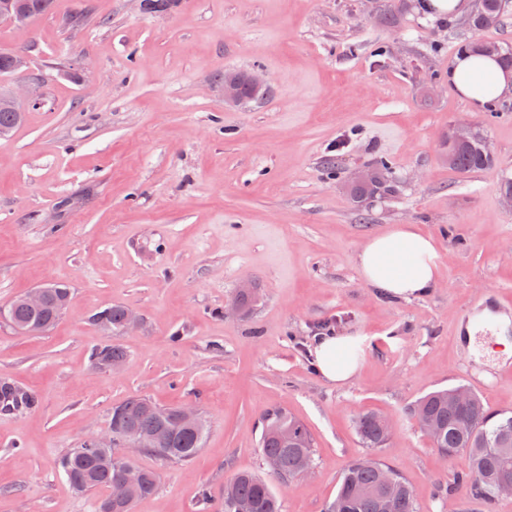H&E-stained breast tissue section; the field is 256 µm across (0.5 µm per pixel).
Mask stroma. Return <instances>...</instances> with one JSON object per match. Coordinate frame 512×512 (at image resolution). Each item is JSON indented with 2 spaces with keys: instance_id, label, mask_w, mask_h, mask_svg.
<instances>
[{
  "instance_id": "obj_1",
  "label": "stroma",
  "mask_w": 512,
  "mask_h": 512,
  "mask_svg": "<svg viewBox=\"0 0 512 512\" xmlns=\"http://www.w3.org/2000/svg\"><path fill=\"white\" fill-rule=\"evenodd\" d=\"M421 0H55L0 50H28L44 103L0 137V306L35 286L72 292L39 335L0 326V381L37 408L0 411V512H95L106 490L75 493L59 458L102 434L113 407L139 395L196 405L208 432L188 461L128 445L158 486L134 512H219L224 483L265 476L283 512H324L348 463L363 455L357 414L387 417L379 458L415 492L419 512H512V497L473 498L456 482L463 458L432 448L408 411L426 394L472 387L512 413V357L470 354L464 330L483 309L512 318V96L473 109L446 73L459 47L512 48V2L472 29ZM256 72L269 92L229 104L225 71ZM473 123L492 166L448 167V129ZM346 139L337 149L338 139ZM388 159L397 191L355 202L343 173ZM413 224L439 254L437 284L394 299L357 266L373 235ZM253 307L229 312L243 280ZM121 305L140 317L106 338L93 315ZM331 321L362 339L344 386L314 361V328ZM114 341L119 371L92 353ZM282 409L307 425L315 467L281 481L267 468L261 418ZM210 501H202V492Z\"/></svg>"
}]
</instances>
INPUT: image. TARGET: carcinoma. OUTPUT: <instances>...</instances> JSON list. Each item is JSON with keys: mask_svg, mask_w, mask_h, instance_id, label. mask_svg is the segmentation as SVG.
Wrapping results in <instances>:
<instances>
[{"mask_svg": "<svg viewBox=\"0 0 512 512\" xmlns=\"http://www.w3.org/2000/svg\"><path fill=\"white\" fill-rule=\"evenodd\" d=\"M504 12L503 0H481L479 11L469 20L470 26L481 30L498 21ZM17 112L0 106V128L9 132L20 126ZM494 160L484 156L477 141L458 149L455 170L469 173L488 167ZM380 179L368 188L358 190L353 199L362 195L378 197L394 191L391 166L386 160L375 165ZM71 299V289L65 283L50 289L44 308L33 312L16 297L9 303L15 322L36 325L35 331L42 333L52 327L62 316ZM126 308L112 305L96 313L112 324V334L123 330ZM97 367L120 365L126 357L123 348L116 344H104L93 353ZM12 392L0 396V409L21 411L38 404L32 393L10 385ZM453 389L431 392L417 401L410 409L419 426L428 422L439 429V435L431 440L432 448L446 458L465 457V468L457 477L473 496L483 500L495 498L494 486L504 480L512 482V416L505 412H492L479 396L468 404L455 402ZM119 418L116 440L110 448H94L87 444L72 448L62 455L58 466L63 471L73 490L79 493L110 489L118 481L128 465L135 464L122 455L119 448L133 444L140 437L154 438L156 444L148 449L151 454L170 461H186L202 448L207 430L193 433L180 427L175 419L174 408L160 406L151 400L135 396L116 406ZM278 426L288 430L291 439L286 441L278 435L262 432L260 447L264 460L272 473L282 480L295 478L296 461L299 457L313 456V438L308 427L285 411L274 413ZM360 443L367 449L384 447L391 436L387 419L373 412L358 414L354 422ZM144 479L124 503L110 498L103 499L98 512H132L133 505L149 498L157 488L156 472L143 470ZM396 483V492L389 507H384L381 489L385 477ZM233 488L231 499L224 500L222 512H281V502L268 481L254 473L242 471L230 479ZM324 512H418L413 489L386 462L372 455L353 460L343 472L335 498Z\"/></svg>", "mask_w": 512, "mask_h": 512, "instance_id": "carcinoma-1", "label": "carcinoma"}]
</instances>
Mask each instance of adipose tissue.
<instances>
[{
  "label": "adipose tissue",
  "instance_id": "ef3b65f1",
  "mask_svg": "<svg viewBox=\"0 0 512 512\" xmlns=\"http://www.w3.org/2000/svg\"><path fill=\"white\" fill-rule=\"evenodd\" d=\"M448 80L472 106L486 107L512 95V70L494 58L478 54L455 57L448 65ZM438 250L432 237L414 225L401 224L371 237L358 254L364 282L402 299L423 295L438 276ZM360 339L330 336L315 350L317 368L329 382L346 384L360 371L356 356Z\"/></svg>",
  "mask_w": 512,
  "mask_h": 512
}]
</instances>
